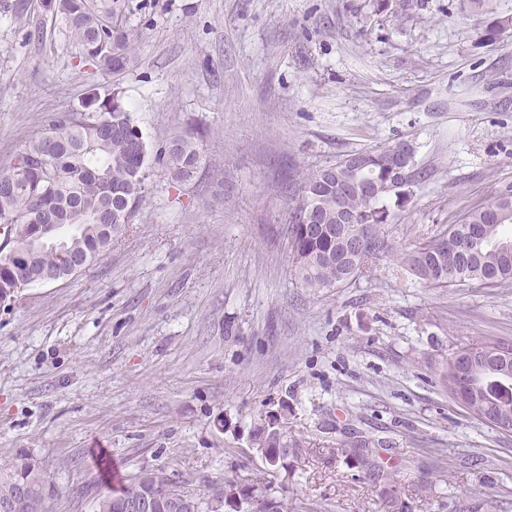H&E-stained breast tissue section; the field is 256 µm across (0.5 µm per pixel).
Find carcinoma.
Masks as SVG:
<instances>
[{"mask_svg": "<svg viewBox=\"0 0 512 512\" xmlns=\"http://www.w3.org/2000/svg\"><path fill=\"white\" fill-rule=\"evenodd\" d=\"M41 7L62 17L79 57L103 72L124 68L130 35L122 29L119 0H40ZM375 15L400 20L415 8L414 0H369ZM151 147L125 108L121 92L93 97L80 112L55 115L49 128L32 136L9 166L0 169L4 180L17 164L44 157L36 171L15 185L0 184V249L14 250L13 264L0 265V300L13 296L14 265L31 244L34 227L53 220L69 226L66 245H43L37 260V283L54 281L53 275L73 276V263L90 258L96 262L112 248L126 225L133 222L143 200ZM417 144L402 140L381 149L346 155L335 164L307 174L291 196L289 245L291 270L302 287L312 291L342 288L372 271L376 259L391 247L382 231L389 221V201L400 206L409 201L421 181L416 169ZM202 160L199 137L192 133L172 137L162 164L171 182L191 180ZM512 194L502 193L474 208L448 228L422 238L403 254L401 267L435 288H483L512 284V247L493 248L490 241H504L502 227L512 224L504 214ZM349 212L367 234L366 248L354 254L349 267L336 264L341 250L336 215ZM445 390L459 389L469 406L497 416L502 398L493 383L460 378L447 368L439 374ZM301 447L281 420L272 417L253 431L252 445L260 454L280 445ZM165 490L153 512H170V504L195 500L197 512H286L269 485L247 487L234 479L214 489L208 500L185 490L161 470L143 471L126 479L112 494L93 497L94 512H124L123 505L149 495L154 487ZM26 488L19 512H49L54 488L40 467L24 462L0 470V499L13 498Z\"/></svg>", "mask_w": 512, "mask_h": 512, "instance_id": "cac0c4a2", "label": "carcinoma"}]
</instances>
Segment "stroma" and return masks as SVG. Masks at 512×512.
Here are the masks:
<instances>
[{"label":"stroma","instance_id":"stroma-1","mask_svg":"<svg viewBox=\"0 0 512 512\" xmlns=\"http://www.w3.org/2000/svg\"><path fill=\"white\" fill-rule=\"evenodd\" d=\"M367 3L129 0L130 61L107 73L36 0H0V168L94 91H121L154 150L206 133L193 180L151 162L107 255L0 306V468L39 465L52 512L157 469L201 495L267 482L288 512H512V433L438 381L458 350L512 341V285L433 288L399 264L512 189V0H422L400 22ZM407 139L425 177L383 227L390 252L354 284L301 288L299 173ZM277 412L310 445L274 470L251 434Z\"/></svg>","mask_w":512,"mask_h":512}]
</instances>
